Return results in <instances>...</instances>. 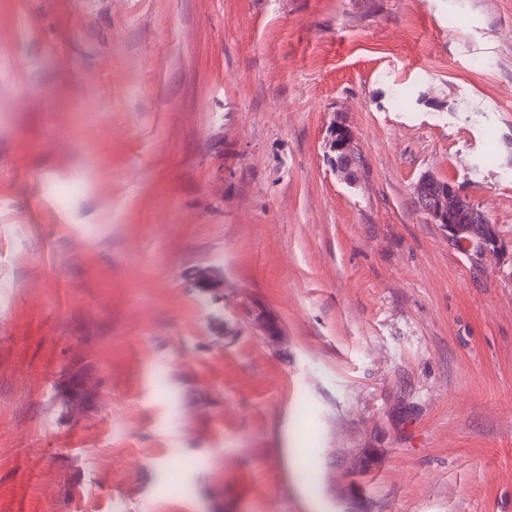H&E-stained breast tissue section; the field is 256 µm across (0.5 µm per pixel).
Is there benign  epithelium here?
Returning <instances> with one entry per match:
<instances>
[{"instance_id":"1","label":"benign epithelium","mask_w":512,"mask_h":512,"mask_svg":"<svg viewBox=\"0 0 512 512\" xmlns=\"http://www.w3.org/2000/svg\"><path fill=\"white\" fill-rule=\"evenodd\" d=\"M329 150L334 153L331 163L335 171L351 176L358 166V148L354 133L338 126L331 132ZM417 205L433 224L448 230L453 247L470 259H481L497 248V232L488 217L475 205L464 209L468 196L463 188L432 174L421 176L415 186ZM194 284L211 294L222 287L220 280L208 271H198Z\"/></svg>"}]
</instances>
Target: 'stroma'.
Returning a JSON list of instances; mask_svg holds the SVG:
<instances>
[{
    "label": "stroma",
    "mask_w": 512,
    "mask_h": 512,
    "mask_svg": "<svg viewBox=\"0 0 512 512\" xmlns=\"http://www.w3.org/2000/svg\"><path fill=\"white\" fill-rule=\"evenodd\" d=\"M0 512H512V0H0ZM329 150L335 154L330 157L333 168L336 172L344 175H354L358 166V148L354 133L344 126H336L331 132ZM415 198L429 222L446 228L451 245L468 258L482 259L497 248L494 226L460 185L424 174L416 183ZM466 202L468 211L462 207Z\"/></svg>",
    "instance_id": "1"
}]
</instances>
